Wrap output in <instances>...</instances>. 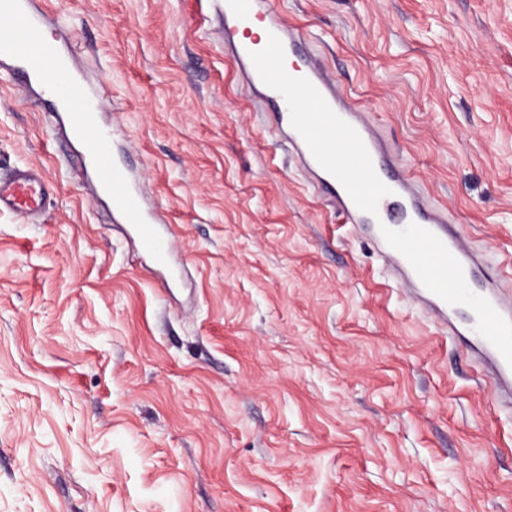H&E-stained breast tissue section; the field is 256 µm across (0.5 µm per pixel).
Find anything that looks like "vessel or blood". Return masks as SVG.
I'll return each mask as SVG.
<instances>
[{
    "label": "vessel or blood",
    "instance_id": "obj_1",
    "mask_svg": "<svg viewBox=\"0 0 512 512\" xmlns=\"http://www.w3.org/2000/svg\"><path fill=\"white\" fill-rule=\"evenodd\" d=\"M31 0H0V76L61 98L68 135L84 148L85 170L112 214L133 225L141 245L166 260L171 243L158 233L128 172L111 165L112 131L99 114L106 88L92 89L58 47L48 46ZM283 19L275 0H224V43L249 86L272 102L269 123L293 149L311 184L329 194L342 223L369 237L389 278L439 330L465 341L512 410V296L432 206L390 153L376 127L328 77L317 55ZM55 186L39 169L0 177V212L32 221Z\"/></svg>",
    "mask_w": 512,
    "mask_h": 512
}]
</instances>
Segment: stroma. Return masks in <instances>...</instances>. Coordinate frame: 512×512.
<instances>
[{
	"label": "stroma",
	"instance_id": "obj_1",
	"mask_svg": "<svg viewBox=\"0 0 512 512\" xmlns=\"http://www.w3.org/2000/svg\"><path fill=\"white\" fill-rule=\"evenodd\" d=\"M395 160L512 262V0H277ZM109 85L161 265L0 81V512H512V415L390 287L224 53L213 0H37ZM55 190L52 181L39 169L16 167L7 177H0V212L30 222L45 209Z\"/></svg>",
	"mask_w": 512,
	"mask_h": 512
}]
</instances>
